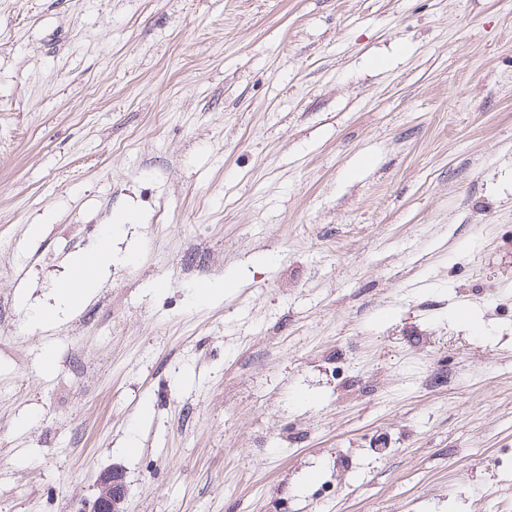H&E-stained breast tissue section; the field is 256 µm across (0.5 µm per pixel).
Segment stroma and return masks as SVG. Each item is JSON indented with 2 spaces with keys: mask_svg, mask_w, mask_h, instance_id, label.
<instances>
[{
  "mask_svg": "<svg viewBox=\"0 0 512 512\" xmlns=\"http://www.w3.org/2000/svg\"><path fill=\"white\" fill-rule=\"evenodd\" d=\"M115 466L126 512H512V0H0V512ZM110 242L111 232L106 230L101 237L97 251L72 266L67 281L59 288V293L64 301L68 303L82 302L91 294L89 288L92 287L98 275L112 263Z\"/></svg>",
  "mask_w": 512,
  "mask_h": 512,
  "instance_id": "35a3bbf8",
  "label": "stroma"
}]
</instances>
